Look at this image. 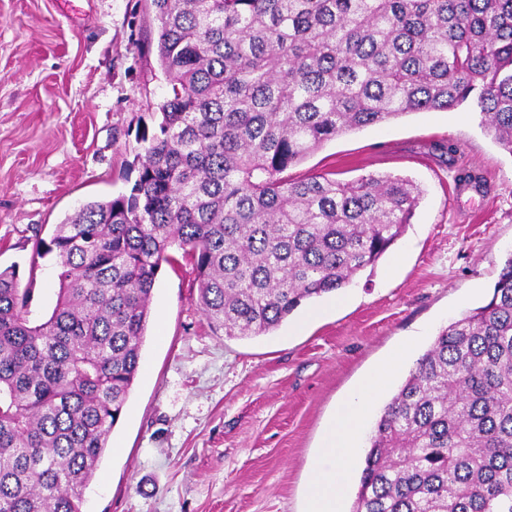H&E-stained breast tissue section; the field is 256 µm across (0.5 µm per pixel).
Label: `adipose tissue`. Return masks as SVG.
Here are the masks:
<instances>
[{
    "label": "adipose tissue",
    "instance_id": "ef3b65f1",
    "mask_svg": "<svg viewBox=\"0 0 512 512\" xmlns=\"http://www.w3.org/2000/svg\"><path fill=\"white\" fill-rule=\"evenodd\" d=\"M389 372V366L385 365L367 376L340 404L325 428L317 462L310 474L307 512H343L366 412L383 388Z\"/></svg>",
    "mask_w": 512,
    "mask_h": 512
}]
</instances>
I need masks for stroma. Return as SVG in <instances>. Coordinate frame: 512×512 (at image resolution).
I'll list each match as a JSON object with an SVG mask.
<instances>
[{
  "label": "stroma",
  "instance_id": "1",
  "mask_svg": "<svg viewBox=\"0 0 512 512\" xmlns=\"http://www.w3.org/2000/svg\"><path fill=\"white\" fill-rule=\"evenodd\" d=\"M150 0H0V266L55 301L50 235L82 204L129 192L140 134L168 94ZM458 147L441 155L438 143ZM477 172L484 194L460 178ZM414 181L402 236L341 290L267 335L230 338L196 305V273L170 249L139 372L85 494L84 512H304L324 426L402 345L366 431L440 328L489 299L512 253V154L473 104L346 132L289 170ZM323 314L316 320L314 309Z\"/></svg>",
  "mask_w": 512,
  "mask_h": 512
}]
</instances>
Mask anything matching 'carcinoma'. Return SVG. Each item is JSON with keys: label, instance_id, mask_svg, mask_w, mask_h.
Instances as JSON below:
<instances>
[{"label": "carcinoma", "instance_id": "1", "mask_svg": "<svg viewBox=\"0 0 512 512\" xmlns=\"http://www.w3.org/2000/svg\"><path fill=\"white\" fill-rule=\"evenodd\" d=\"M169 93L127 193L83 204L53 308L0 269V512H83L138 374L168 250L228 337L275 330L402 235L398 176L288 169L345 131L475 104L512 155V0H151ZM351 512H512V255L440 329L368 439Z\"/></svg>", "mask_w": 512, "mask_h": 512}]
</instances>
